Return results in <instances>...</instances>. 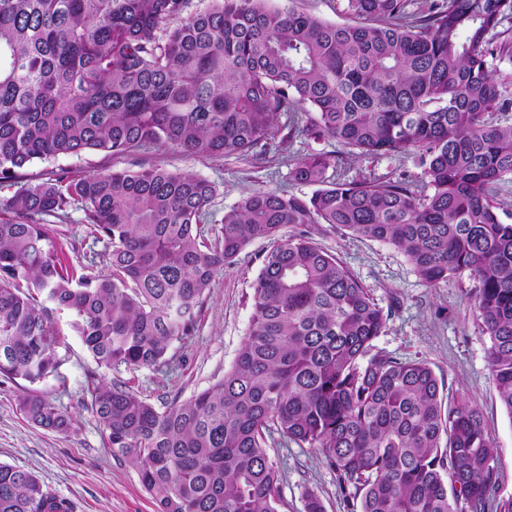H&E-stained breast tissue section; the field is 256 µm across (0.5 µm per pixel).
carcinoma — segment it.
<instances>
[{
    "instance_id": "obj_1",
    "label": "carcinoma",
    "mask_w": 512,
    "mask_h": 512,
    "mask_svg": "<svg viewBox=\"0 0 512 512\" xmlns=\"http://www.w3.org/2000/svg\"><path fill=\"white\" fill-rule=\"evenodd\" d=\"M353 24L269 0H0V181L32 164L153 146L255 157L296 136L360 155H413L421 185L338 181L331 152L255 190L209 236L216 183L161 166L25 183L0 219V377L27 383L37 427L73 419L40 388L70 326L110 382L91 407L112 456L138 468L159 512H278L268 441L317 449L351 512H512L477 407L446 404L424 361L372 352L388 315L319 247L322 225L388 243L435 286L466 274L489 370L512 416V0H345ZM311 112L299 125L297 114ZM80 210L109 272L62 262L49 216ZM291 229L284 236L282 231ZM273 246L233 366L161 408L122 373L170 364L215 272ZM0 512H73L31 471L0 463Z\"/></svg>"
}]
</instances>
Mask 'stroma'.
<instances>
[{
  "instance_id": "stroma-1",
  "label": "stroma",
  "mask_w": 512,
  "mask_h": 512,
  "mask_svg": "<svg viewBox=\"0 0 512 512\" xmlns=\"http://www.w3.org/2000/svg\"><path fill=\"white\" fill-rule=\"evenodd\" d=\"M331 149V143L299 136L271 150L260 162L197 157L157 147L111 157L90 152L35 164L27 174L37 183L59 170L78 178L139 164L190 172L217 183L219 194L211 217L216 224L252 190L286 187L298 195L311 194V187L289 183V170L304 156ZM335 177L340 181L403 177L418 184L422 170L410 157L343 154ZM48 223L61 228V258L66 264L77 267L90 263L95 271L107 272L104 245L90 236L81 211H70L61 219L49 218ZM314 240L351 270L379 306L391 309L385 328L373 342L375 350L425 361L435 372L446 403L467 401L479 409L495 442L499 470L496 494L512 497V416L502 407L488 369L490 341L472 305L475 282L463 275L428 285L398 248L339 228L315 234ZM271 246L268 239L253 241L232 264L216 273L195 333L175 346L170 365L130 373L132 387L143 398L158 407L173 400L186 401L231 368L249 330L253 283L262 256ZM61 331L65 344L59 349L63 360L60 376L49 379L45 388L54 403L72 417L74 428L59 434L28 423L17 408L20 385L0 378V462L33 472L45 489L70 502L74 512H157L158 506L142 486L137 468L114 458L111 449L105 447L91 409L88 381H109L112 373L97 367L69 326H62ZM268 453L282 473L279 512H304V500L310 493L321 499L325 512H348L318 450L277 440L270 443Z\"/></svg>"
}]
</instances>
